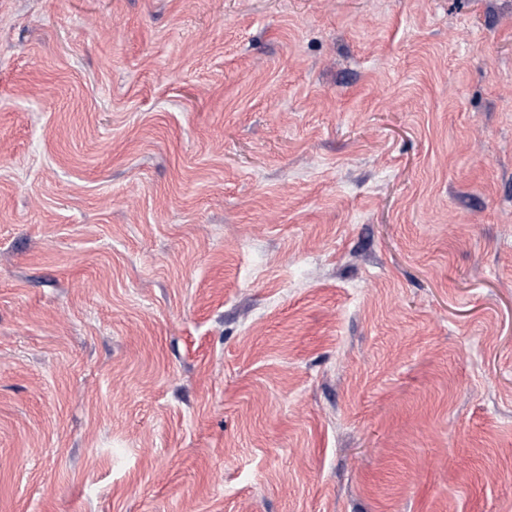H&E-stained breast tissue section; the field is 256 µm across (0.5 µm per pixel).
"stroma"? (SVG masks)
<instances>
[{
    "mask_svg": "<svg viewBox=\"0 0 512 512\" xmlns=\"http://www.w3.org/2000/svg\"><path fill=\"white\" fill-rule=\"evenodd\" d=\"M0 512H512V0H0Z\"/></svg>",
    "mask_w": 512,
    "mask_h": 512,
    "instance_id": "stroma-1",
    "label": "stroma"
}]
</instances>
